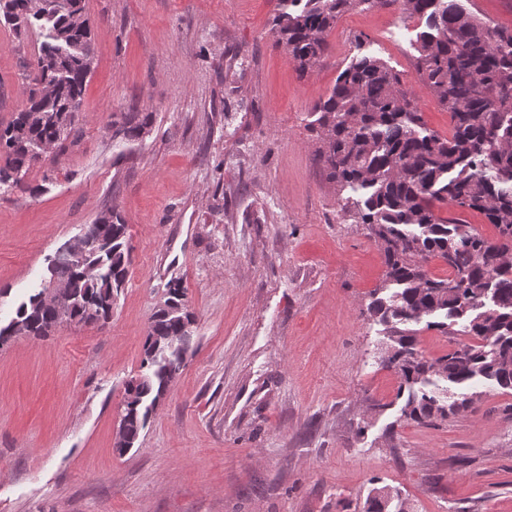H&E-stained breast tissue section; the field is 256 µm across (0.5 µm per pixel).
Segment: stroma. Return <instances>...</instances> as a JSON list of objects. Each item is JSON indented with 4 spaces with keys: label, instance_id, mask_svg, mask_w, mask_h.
Segmentation results:
<instances>
[{
    "label": "stroma",
    "instance_id": "1",
    "mask_svg": "<svg viewBox=\"0 0 512 512\" xmlns=\"http://www.w3.org/2000/svg\"><path fill=\"white\" fill-rule=\"evenodd\" d=\"M278 0H86L94 67L80 139L0 193V321L106 208L131 276L106 325L0 347V512H512V390L479 387L443 423L400 418L375 361L381 248L344 221L314 105L358 52L399 72L428 128L449 112L414 68L422 19L364 5L300 74L272 32ZM41 38L0 26V122ZM150 112L118 150L121 113ZM195 316L185 366L138 443L113 446L168 281Z\"/></svg>",
    "mask_w": 512,
    "mask_h": 512
}]
</instances>
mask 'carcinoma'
<instances>
[{
  "label": "carcinoma",
  "instance_id": "carcinoma-1",
  "mask_svg": "<svg viewBox=\"0 0 512 512\" xmlns=\"http://www.w3.org/2000/svg\"><path fill=\"white\" fill-rule=\"evenodd\" d=\"M400 4L425 19L417 39L415 70L452 114L453 130L442 137L426 127L423 113L400 75L380 58L361 53L337 76L313 112L318 150L327 178L338 192L345 220L366 226L383 250L386 270L367 306L383 326L378 364L394 369L406 393L401 417L418 423L445 421L468 409L473 389H512V30L483 22L458 0H279L273 19L278 45L303 74L319 65L326 35L353 7ZM38 0H0V26L19 40L37 27L44 40L36 67L20 78L29 87L28 106L0 124V192L16 186L35 165L30 149L47 143L60 150L78 141L85 84L94 47L85 0H60L48 16ZM151 112H124L114 136L135 141L152 125ZM483 214L496 229L491 241L469 224L440 216L434 202ZM80 265L60 262V309L29 296L0 325V345L14 328L46 337L59 325L112 317V304L129 280L127 225H84ZM439 259L448 275L426 265ZM426 322L445 336H470L440 357L417 348ZM193 316L177 280L151 317L141 371L124 389L119 432L129 447L138 442L163 396L184 367ZM175 341V349L164 347Z\"/></svg>",
  "mask_w": 512,
  "mask_h": 512
}]
</instances>
